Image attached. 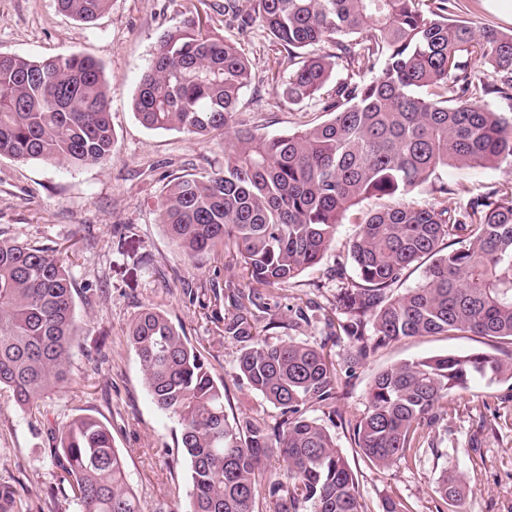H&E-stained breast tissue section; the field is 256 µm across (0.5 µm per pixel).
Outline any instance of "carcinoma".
I'll return each instance as SVG.
<instances>
[{
	"instance_id": "1",
	"label": "carcinoma",
	"mask_w": 512,
	"mask_h": 512,
	"mask_svg": "<svg viewBox=\"0 0 512 512\" xmlns=\"http://www.w3.org/2000/svg\"><path fill=\"white\" fill-rule=\"evenodd\" d=\"M235 15L245 30L261 23L282 45L288 103L320 97L336 60L351 76L324 102L329 118L301 132L268 134L235 125L240 99L255 80L249 60L200 19L168 30L133 101L151 130L205 137L225 133L224 167L170 180L159 220L190 260L221 253L239 258L247 285L225 282L224 336L241 345L236 375L280 411L269 425L229 421L224 384L158 306L142 309L128 330L146 389L158 410L176 418L190 472L187 512H255L265 495L275 512H368L328 427L305 416L326 409L352 430L376 467L406 463L421 449L424 423L440 400L480 382L512 383V356L448 353L394 364L377 373L363 416L336 407L338 370L322 346L290 338L270 343L277 310L253 285L279 289L318 264L347 213L366 199L388 204L365 215L350 243L356 279L340 289L345 315L342 369L350 375L401 337L482 336L512 345V195L493 191L448 207L441 172L488 168L512 173V120L486 97L512 96L466 63L512 71V34L450 18L452 0H253ZM88 23L112 0H57ZM325 42L337 54L310 49ZM375 76L366 81V73ZM114 133L109 83L96 60L76 54L28 59L0 53V157L79 168L105 163ZM429 188L445 197L410 201ZM448 244L451 250L443 251ZM423 264L421 283L395 296L407 268ZM76 288L54 247L0 242V387L34 411L58 441L55 488L76 512H142L110 429L90 415L50 421L41 400L68 380L77 336ZM268 315L260 325L256 312ZM278 455L285 479L270 480ZM465 474L443 475L436 512H463ZM0 512H32L0 484Z\"/></svg>"
}]
</instances>
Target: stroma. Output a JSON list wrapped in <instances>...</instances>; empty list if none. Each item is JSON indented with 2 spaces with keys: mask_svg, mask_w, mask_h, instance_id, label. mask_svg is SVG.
<instances>
[{
  "mask_svg": "<svg viewBox=\"0 0 512 512\" xmlns=\"http://www.w3.org/2000/svg\"><path fill=\"white\" fill-rule=\"evenodd\" d=\"M455 18L512 31V16L498 0H455ZM200 15L220 35L237 43L252 63L256 80L241 98V124L270 134L303 130L326 120L317 102L288 104L276 92L288 76L282 46L261 26L238 30L224 15V0H112L108 13L84 23L60 12L56 0H0V53L42 59L62 52L89 55L110 84L115 146L107 163L70 169L40 161L0 158V239L54 246L67 254L78 291L79 334L67 383L44 400L50 417L90 415L107 424L123 454L129 484L144 512H185L189 471L180 451L175 418L153 404L137 356L125 332L145 305L158 304L205 356L222 382L228 418L250 416L275 423L279 412L236 379L240 345L223 337V305L211 282L239 280L231 258L189 260L160 223L157 201L168 181L224 166V138L194 137L175 130H150L137 119L132 100L161 36L183 19ZM449 205L512 186V175L492 169H448ZM368 199L348 213L320 263L277 290L280 316L313 303L312 323L294 331L274 328L267 338L288 336L323 344L339 318L342 286L334 269L346 260L350 241L365 214L379 208ZM486 351L505 358L512 349L473 335L404 338L376 351L353 377L341 380L338 402L347 418L367 407L370 383L379 371L406 360L448 353ZM440 417L425 424L415 461L386 468L369 464L349 430L336 426V446L358 480L369 512H383L390 497L410 512H435L434 489L444 473L467 475L465 512H512V389L504 384L472 385L441 400ZM50 444L41 421L19 409L0 390V482L12 484L42 512H66L64 498H51L54 484Z\"/></svg>",
  "mask_w": 512,
  "mask_h": 512,
  "instance_id": "obj_1",
  "label": "stroma"
}]
</instances>
